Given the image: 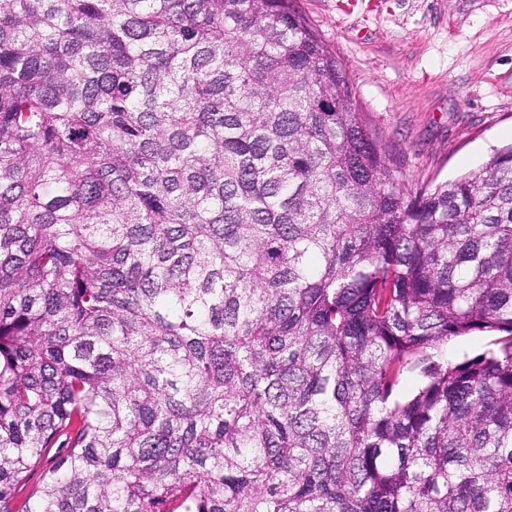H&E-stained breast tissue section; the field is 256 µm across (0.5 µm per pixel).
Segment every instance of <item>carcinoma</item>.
<instances>
[{
    "mask_svg": "<svg viewBox=\"0 0 512 512\" xmlns=\"http://www.w3.org/2000/svg\"><path fill=\"white\" fill-rule=\"evenodd\" d=\"M0 512H512V146L406 190L296 0H0ZM489 340L488 336L472 334L470 336L454 337L448 341V361L457 362L465 355L472 356L482 351Z\"/></svg>",
    "mask_w": 512,
    "mask_h": 512,
    "instance_id": "1",
    "label": "carcinoma"
}]
</instances>
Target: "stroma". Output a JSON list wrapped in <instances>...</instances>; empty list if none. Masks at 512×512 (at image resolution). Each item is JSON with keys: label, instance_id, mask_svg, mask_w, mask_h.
<instances>
[{"label": "stroma", "instance_id": "obj_1", "mask_svg": "<svg viewBox=\"0 0 512 512\" xmlns=\"http://www.w3.org/2000/svg\"><path fill=\"white\" fill-rule=\"evenodd\" d=\"M408 188L512 144V0H297Z\"/></svg>", "mask_w": 512, "mask_h": 512}]
</instances>
